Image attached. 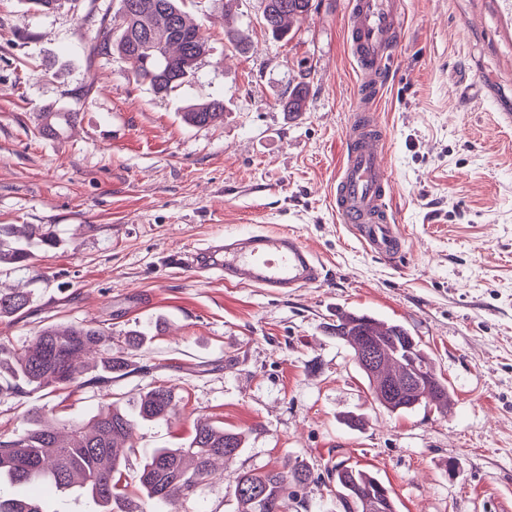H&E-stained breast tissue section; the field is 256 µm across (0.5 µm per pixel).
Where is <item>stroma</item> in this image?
Masks as SVG:
<instances>
[{
	"mask_svg": "<svg viewBox=\"0 0 512 512\" xmlns=\"http://www.w3.org/2000/svg\"><path fill=\"white\" fill-rule=\"evenodd\" d=\"M111 2L43 13L0 0V224L48 226L58 241L33 247L30 269L0 267V289L32 297L0 320V347L84 320L108 332L110 352L132 331L147 337L109 386L0 387V441L19 437L32 409L60 428L162 385L177 413L137 427L129 483L143 451L187 443L199 422L245 435L177 512H238L239 473L294 462L311 478L288 512H336L339 464L381 480L397 512H512V125L499 120L512 113V0H406L381 102L397 261L368 251L329 205L356 99L346 0H312L285 42L263 30L259 0H238L230 19L193 0L210 52L168 97L118 59L90 56V11L106 6L113 31L123 27ZM232 28L247 53L230 48ZM301 83L303 110L283 111ZM216 98L223 120L183 122L186 107ZM44 110L79 120L47 137ZM247 230L296 235L324 280L277 293L183 265ZM347 310L403 323L447 381V409L379 406L336 337Z\"/></svg>",
	"mask_w": 512,
	"mask_h": 512,
	"instance_id": "stroma-1",
	"label": "stroma"
}]
</instances>
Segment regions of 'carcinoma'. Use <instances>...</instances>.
Here are the masks:
<instances>
[{
  "instance_id": "1",
  "label": "carcinoma",
  "mask_w": 512,
  "mask_h": 512,
  "mask_svg": "<svg viewBox=\"0 0 512 512\" xmlns=\"http://www.w3.org/2000/svg\"><path fill=\"white\" fill-rule=\"evenodd\" d=\"M125 22L116 34L102 14L96 25L92 53L115 56L134 77L150 85L156 94L169 95L194 75L187 63L210 51L200 28L191 22L185 0H117ZM260 23L276 39H285L293 24L306 18L311 0H260ZM184 122L205 126L224 117V101L214 99L188 107ZM78 121L76 112H39L37 127L42 135L59 138ZM31 236L12 224H0V266L26 269L32 252ZM31 302L26 291H0V318L16 317ZM336 337L354 351V358L372 342L385 352V361L373 371L363 370L375 400L394 383L402 381L410 355H420V367L430 376L435 371L429 354L410 331L372 315L344 311L337 316ZM108 335L91 321L51 324L41 327L32 345L20 352L0 348V372L34 389H65L79 384L85 370L83 359L100 351ZM101 370L118 373L127 367L119 353L100 359ZM171 392L156 386L139 395L135 410L113 401L88 421L75 420L64 433L41 421L40 411L28 413L26 429L17 439L0 442V482L11 485L46 483L61 492L77 489L91 499L98 512H149L129 498L124 482L127 466L124 447L141 422L158 423L176 414ZM241 434L213 423L196 426L187 446L151 448L144 453L138 487L148 502L170 506L190 498L199 485L214 474V461L230 460L243 448ZM311 477L309 467L297 463L287 470L246 471L236 477L233 494L239 512H288V499L295 488ZM336 507L339 512H396L390 490L369 472L336 465ZM0 512H44L32 498L0 495Z\"/></svg>"
}]
</instances>
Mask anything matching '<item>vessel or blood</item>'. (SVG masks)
<instances>
[{"label":"vessel or blood","mask_w":512,"mask_h":512,"mask_svg":"<svg viewBox=\"0 0 512 512\" xmlns=\"http://www.w3.org/2000/svg\"><path fill=\"white\" fill-rule=\"evenodd\" d=\"M347 13L345 43L358 73L356 109L345 132L331 203L341 223L350 225L370 252L397 259L403 243L392 207L394 182L379 105L401 39L405 6L403 0H348ZM188 263L227 282L288 292L318 284L324 272L316 254L284 232L221 238L192 254Z\"/></svg>","instance_id":"obj_1"}]
</instances>
